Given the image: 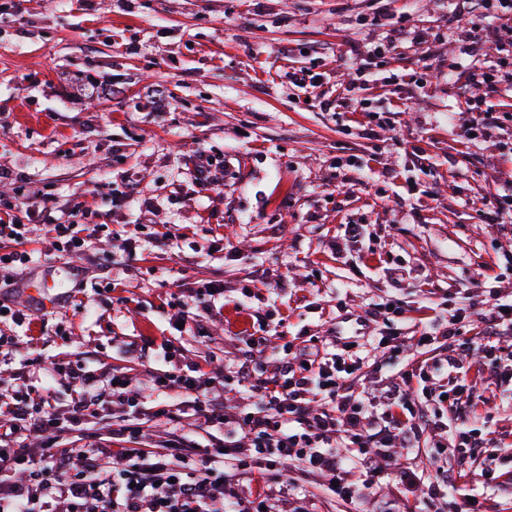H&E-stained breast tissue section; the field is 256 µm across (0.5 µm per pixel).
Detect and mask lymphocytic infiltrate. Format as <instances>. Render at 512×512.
Instances as JSON below:
<instances>
[{
	"label": "lymphocytic infiltrate",
	"mask_w": 512,
	"mask_h": 512,
	"mask_svg": "<svg viewBox=\"0 0 512 512\" xmlns=\"http://www.w3.org/2000/svg\"><path fill=\"white\" fill-rule=\"evenodd\" d=\"M449 16L460 21L461 35L473 41L480 37L479 19L512 18V0H453ZM496 34L501 57L468 75L469 84L484 88L489 97L500 85L512 84V26ZM80 214L75 207L50 221L51 251L81 256L86 236L98 235L100 225L79 224ZM28 233L19 220L0 218V270L28 263L23 249ZM507 331H512V312L497 300L476 327L467 316L452 313L408 339L371 337L363 350L316 338L277 352L272 375H253L248 364H241L238 372L262 408L236 415L225 410L223 394L206 387L199 366L174 370L181 352L164 342L157 356L166 368L149 373L145 382L162 397L151 415L153 431L118 418L112 435L121 445L104 451L88 426L100 415L102 393H110L115 403L133 404L132 380L118 372L109 376L79 364L62 365L76 394L65 419L47 411L43 397L33 410L21 400L0 411V512H258L251 501L238 498L226 473L228 462L246 458L270 465L299 461L333 482L334 494L348 498L352 491L342 479L345 461L368 468L374 463L369 447H417L422 428L430 424L420 407L423 397L439 400L447 412L448 440L433 443L427 457L430 486L435 491L457 487L461 473L445 470L441 460L450 450L465 461L483 456L486 434L468 425L467 410L480 398L478 380L489 379L497 388L512 385V354H503L499 339ZM442 340L448 343V366L456 371L446 385L437 383L439 366L424 360L387 378L379 399L366 397L356 386V379L376 376L381 365L394 364L405 344L425 348ZM415 380L423 384L417 398L411 393ZM173 393L187 398L201 425H223V437L201 448L171 429L166 398ZM312 399L318 408L309 407ZM62 426L80 433L82 444L57 456L45 453L44 443ZM342 446L349 448V457L340 456Z\"/></svg>",
	"instance_id": "1"
}]
</instances>
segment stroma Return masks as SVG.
I'll return each mask as SVG.
<instances>
[{
    "label": "stroma",
    "instance_id": "35a3bbf8",
    "mask_svg": "<svg viewBox=\"0 0 512 512\" xmlns=\"http://www.w3.org/2000/svg\"><path fill=\"white\" fill-rule=\"evenodd\" d=\"M0 209L14 205L30 228L20 282L52 275L65 299L29 323H0V407L20 388L50 391L63 415L74 393L55 363L116 370L142 381L170 341L186 359L220 366L229 411H250L236 371L274 370L273 351L310 337L366 342L384 328L411 336L451 309L479 319L490 297L512 300V88L492 97L501 125L470 138L471 105L449 76L493 65L500 43L466 48L448 30V0H0ZM384 11L405 30L395 53ZM441 42H431L434 34ZM319 75L301 89L295 73ZM361 77L362 104L346 83ZM107 84L114 97L85 98ZM224 170L204 190L192 175L197 150ZM81 204L109 225L82 258L47 251L51 204ZM496 209L481 223L477 211ZM362 224L361 248L334 250L343 225ZM175 239L158 242L162 228ZM403 270V278L392 275ZM223 284L190 330L174 303L195 308L193 288ZM377 304L396 307L371 316ZM266 337L248 348L244 333ZM137 344L130 356L126 344ZM483 462L465 490L485 512H512V496L481 483L483 465L512 472V393L501 392L486 425ZM434 437L395 447V464L347 470L346 500L301 464L231 470L240 497L264 486L267 512L294 494L298 512H448L418 472Z\"/></svg>",
    "mask_w": 512,
    "mask_h": 512
}]
</instances>
